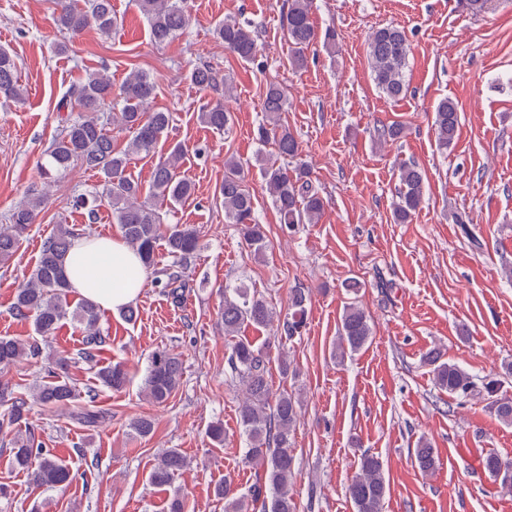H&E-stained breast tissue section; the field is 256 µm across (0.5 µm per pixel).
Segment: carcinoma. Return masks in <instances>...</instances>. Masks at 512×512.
Here are the masks:
<instances>
[{
  "label": "carcinoma",
  "instance_id": "obj_1",
  "mask_svg": "<svg viewBox=\"0 0 512 512\" xmlns=\"http://www.w3.org/2000/svg\"><path fill=\"white\" fill-rule=\"evenodd\" d=\"M138 7L147 18L157 44L167 42L188 25L186 0H138ZM116 23L112 0H84L82 7L73 0H56L54 25L61 33L77 35L94 26L107 36ZM281 27L290 48L289 62L295 68L305 65V50L318 40H323L325 47L335 43L334 32L319 34L311 17L309 0H288V8L281 15ZM215 34L224 48L240 61L250 63L257 57L259 48L252 25L226 18L216 25ZM409 52L407 37L399 27H381L368 37L372 81L392 100H400L408 92L405 69ZM188 78L205 90L219 92L226 86L221 70L209 64L193 68ZM155 94V81L143 71L130 72L117 86L112 84L110 76L100 72H91L82 81L70 85L58 103V111L67 113L63 130L46 152L47 162L41 165V175L51 180L66 174L73 166L102 175V192L79 194L73 204L93 217L102 206V200H107L126 244L136 252L145 268L153 271L155 282L168 288L169 294L176 298L185 287L181 274L171 268L157 267L155 254L162 242L174 262L183 266L199 249L200 235L195 227L176 224L162 229V206L181 203L195 191L194 184L177 172L178 162L184 155L183 146L173 145L168 157L155 165L148 195H143L141 183L127 174L132 157L149 154L161 140L168 139L172 115L151 109ZM24 95L14 57L0 48V98L20 101ZM287 105L284 88L276 82L267 83L262 105L265 122L257 127L255 138L262 144L273 142L277 156L294 159L299 155V143L281 118ZM200 118L218 132L227 130L232 120L220 101L206 106ZM433 126L439 149L451 147L459 128L455 102L447 98L437 104ZM114 128L129 134L126 147L120 151L113 148ZM398 178L400 187L393 217L398 223H407L423 201L424 173L418 165L404 163L399 167ZM262 179L280 223L289 230L301 224H314L321 217L324 200L313 186L306 165L298 164L290 171L275 160L269 161L262 167ZM217 198L224 205V216L237 225L250 252L255 256L264 254L269 241L256 217L254 196L245 183L243 165L233 156L225 160L224 180L218 187ZM44 201L43 193L33 190L11 210L8 224L0 227V263L14 256L21 238L36 223ZM77 236L76 228L68 224L55 225L44 239L30 275L16 287L12 311L19 319H33L37 335L44 338L54 335L66 319L79 324L83 337L77 357L56 356L50 381L35 384L32 399L51 411H69L83 425L93 427L103 418L96 409V393L92 388L87 389L83 403L75 404L76 388L69 375L72 363L79 359L92 365L99 385L116 392L127 386L129 377L123 364L102 366L96 360V353L106 345V337L100 331V310L86 300L74 307L69 301V284L62 260ZM307 302L305 291H294L291 313L281 328L286 339L301 334L307 319ZM220 319L224 336L234 339L228 359L229 377L244 387L238 406L239 428L246 443L244 460L254 466L256 472L255 481L244 492L226 479L214 487L213 493L224 500V512H296L291 480L300 400L292 392L273 390L268 369L270 344L258 346L241 335L249 326H273V309L262 294L244 284H226ZM371 337L372 326L365 312L357 303H349L338 327L336 359L342 362L346 356L360 351ZM39 355L40 347L34 341L0 337L1 367L10 366L22 357ZM426 363L439 390L461 401L481 397L487 400L488 408L500 423L512 425V396L499 393V380H479L463 367L443 360L436 351L429 352ZM182 376V360L177 354L155 351L144 377V391L153 402L163 403L178 388ZM0 402L7 405L6 412L0 415V434L11 432L27 419L33 403L15 394L7 383H0ZM10 455L14 466L28 470L30 483L36 489L57 488L72 478L69 465L41 447L32 433L10 449ZM414 463L423 473L436 468V450L425 437L417 443ZM187 465V456L181 449L168 448L154 466L151 481L156 486H169ZM483 468L494 482L512 490L511 459L490 452L483 458ZM347 493L353 512H384L389 480L379 456L368 452L361 455Z\"/></svg>",
  "mask_w": 512,
  "mask_h": 512
}]
</instances>
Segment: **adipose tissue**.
Instances as JSON below:
<instances>
[{"instance_id":"ef3b65f1","label":"adipose tissue","mask_w":512,"mask_h":512,"mask_svg":"<svg viewBox=\"0 0 512 512\" xmlns=\"http://www.w3.org/2000/svg\"><path fill=\"white\" fill-rule=\"evenodd\" d=\"M63 265L72 290L102 310L115 311L134 304L147 279L139 257L112 236L76 238Z\"/></svg>"}]
</instances>
